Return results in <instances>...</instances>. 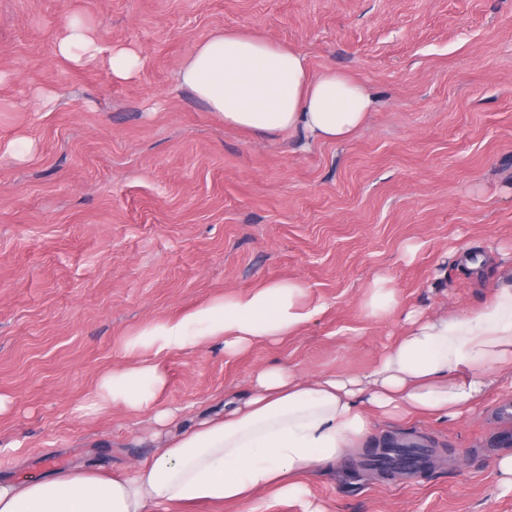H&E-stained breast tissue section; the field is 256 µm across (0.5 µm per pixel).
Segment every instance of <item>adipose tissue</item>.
I'll use <instances>...</instances> for the list:
<instances>
[{"mask_svg":"<svg viewBox=\"0 0 512 512\" xmlns=\"http://www.w3.org/2000/svg\"><path fill=\"white\" fill-rule=\"evenodd\" d=\"M177 80L225 126L268 138L299 132L312 143H339L376 105L366 82L332 67L313 71L296 49L227 29L197 45ZM325 308L306 302L300 281H273L147 324L123 343L130 365L102 375L81 409L151 413L161 447L111 477L74 467L25 482L0 479V512H168L194 502L264 512L263 492L301 499L305 479L333 469L377 421L462 416L486 388L481 374H512L506 279L466 314L408 311L404 335L366 375L308 378L268 364L244 397L225 399L223 414L183 426L177 411L158 407L171 353L217 344L231 357L294 335Z\"/></svg>","mask_w":512,"mask_h":512,"instance_id":"1","label":"adipose tissue"}]
</instances>
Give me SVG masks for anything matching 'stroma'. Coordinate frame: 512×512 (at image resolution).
<instances>
[{"label": "stroma", "instance_id": "35a3bbf8", "mask_svg": "<svg viewBox=\"0 0 512 512\" xmlns=\"http://www.w3.org/2000/svg\"><path fill=\"white\" fill-rule=\"evenodd\" d=\"M74 22L102 48L82 66L56 51ZM218 29L365 81L377 98L365 128L309 145L224 126L177 83ZM112 48L140 55L132 79L113 78ZM0 103L1 478L118 471L154 452L150 414L80 410L150 322L277 280L327 303L296 335L235 357L170 354L160 405L206 415L265 364L369 373L408 309L479 308L512 253V0H0ZM380 274L399 305L374 321L362 300ZM506 398L512 378L498 375L471 416L378 425L441 462L376 480L352 448L308 479L304 501L512 512L496 471Z\"/></svg>", "mask_w": 512, "mask_h": 512}]
</instances>
